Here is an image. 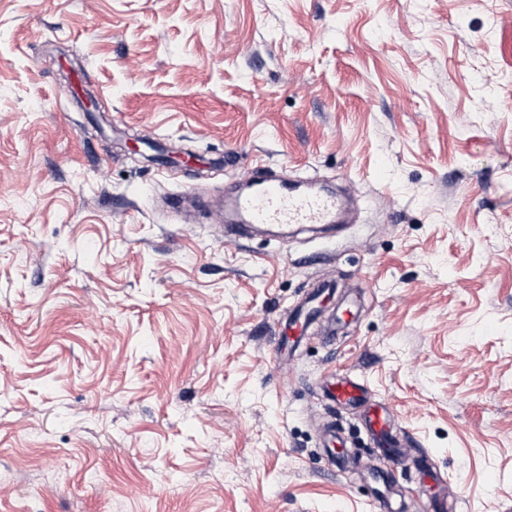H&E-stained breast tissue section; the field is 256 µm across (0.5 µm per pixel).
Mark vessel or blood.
I'll use <instances>...</instances> for the list:
<instances>
[{
    "label": "vessel or blood",
    "instance_id": "1",
    "mask_svg": "<svg viewBox=\"0 0 512 512\" xmlns=\"http://www.w3.org/2000/svg\"><path fill=\"white\" fill-rule=\"evenodd\" d=\"M224 207L234 223L277 225L284 229L294 224H334L343 213V203L335 195L301 189L288 177L270 173L263 165L249 187L226 196ZM325 397L335 405H357L364 400V387L358 379L342 375L326 388ZM364 422L378 447L390 451L396 448L391 416L385 407H368Z\"/></svg>",
    "mask_w": 512,
    "mask_h": 512
}]
</instances>
